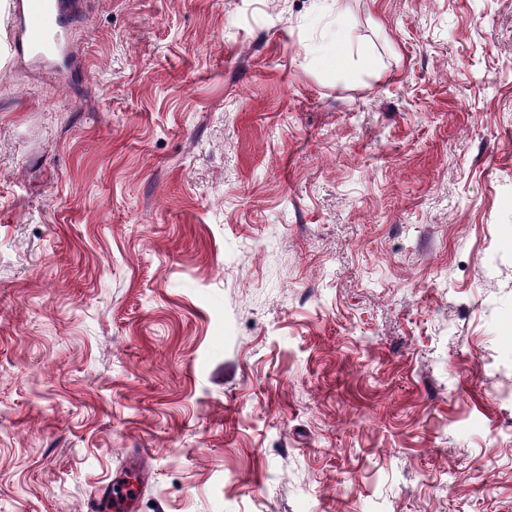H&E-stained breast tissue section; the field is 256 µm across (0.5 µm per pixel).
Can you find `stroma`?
<instances>
[{
    "instance_id": "stroma-1",
    "label": "stroma",
    "mask_w": 512,
    "mask_h": 512,
    "mask_svg": "<svg viewBox=\"0 0 512 512\" xmlns=\"http://www.w3.org/2000/svg\"><path fill=\"white\" fill-rule=\"evenodd\" d=\"M74 40L0 54V512H512V0ZM128 478L116 476L110 482L98 487L85 499L84 512H134L139 489L134 485L127 489Z\"/></svg>"
}]
</instances>
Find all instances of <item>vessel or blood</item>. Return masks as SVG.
I'll use <instances>...</instances> for the list:
<instances>
[{"instance_id":"b4317fda","label":"vessel or blood","mask_w":512,"mask_h":512,"mask_svg":"<svg viewBox=\"0 0 512 512\" xmlns=\"http://www.w3.org/2000/svg\"><path fill=\"white\" fill-rule=\"evenodd\" d=\"M82 20V0H11L5 41L8 55L67 74L74 65L72 32ZM137 498V491L127 489L124 477L118 476L89 494L84 512H135Z\"/></svg>"}]
</instances>
